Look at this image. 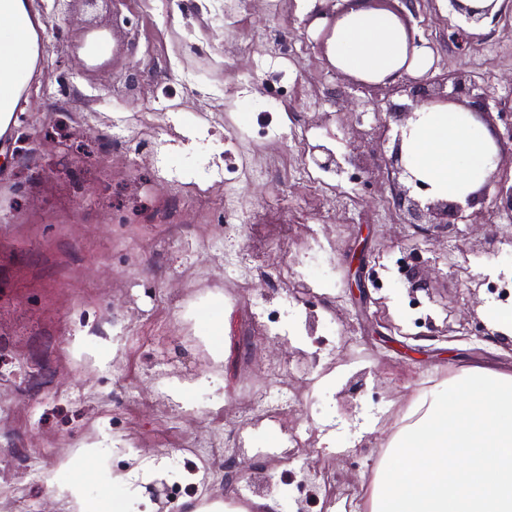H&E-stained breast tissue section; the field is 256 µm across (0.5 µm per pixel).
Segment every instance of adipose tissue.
I'll return each mask as SVG.
<instances>
[{"instance_id": "obj_1", "label": "adipose tissue", "mask_w": 512, "mask_h": 512, "mask_svg": "<svg viewBox=\"0 0 512 512\" xmlns=\"http://www.w3.org/2000/svg\"><path fill=\"white\" fill-rule=\"evenodd\" d=\"M33 0H0V139L10 138L42 56ZM328 61L372 83L426 73L429 47L413 46L400 17L350 0L326 44ZM407 169L431 197L461 201L496 173L490 133L469 108L426 106L403 140ZM83 477L54 488L64 512H129L88 497ZM368 512H512V370L470 366L413 402L389 441Z\"/></svg>"}]
</instances>
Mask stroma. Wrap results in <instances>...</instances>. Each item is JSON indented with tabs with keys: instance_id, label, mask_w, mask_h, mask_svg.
I'll return each instance as SVG.
<instances>
[{
	"instance_id": "obj_1",
	"label": "stroma",
	"mask_w": 512,
	"mask_h": 512,
	"mask_svg": "<svg viewBox=\"0 0 512 512\" xmlns=\"http://www.w3.org/2000/svg\"><path fill=\"white\" fill-rule=\"evenodd\" d=\"M343 0H34L43 54L19 116L11 165L0 170V512H62L48 481L87 477L92 497L138 494L139 512H183L203 467L188 453L205 431L215 448L245 433L247 478L271 473L283 512L304 500L295 469L267 455L281 435L243 429L237 399L274 391L271 364L305 395L291 421L315 427L310 460L342 482L370 483L393 433L391 401L409 406L470 364L512 366V342L480 339L486 307L512 287V212L497 179L443 230L405 223L388 162L409 98L397 83L354 86L320 42ZM430 47L435 76L460 74L488 94L484 123L505 133L512 113V0L448 43L465 20L450 0L403 14ZM113 52L89 56L94 41ZM241 133L226 139L225 119ZM308 128L342 161L331 188L299 183L311 163L275 121ZM205 129L188 145L182 125ZM38 136L28 144L26 134ZM331 244L311 255L305 225ZM243 257L248 288L226 281ZM297 284L281 288L284 266ZM413 267L427 291L410 293ZM279 310L267 335L254 315ZM130 329L113 342L115 327ZM337 373L327 391L318 376ZM385 420L363 451L322 442L355 433L341 413ZM97 448L94 464L62 458Z\"/></svg>"
}]
</instances>
